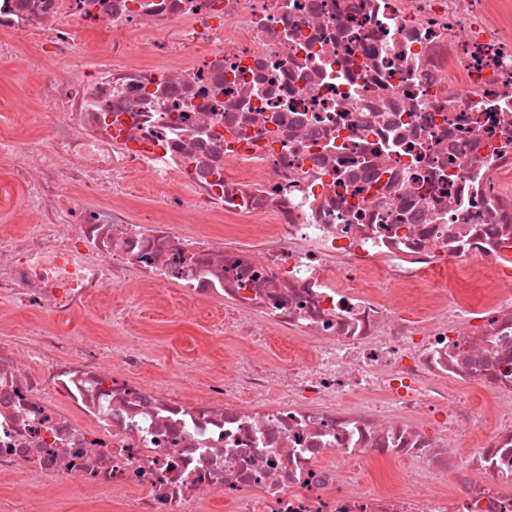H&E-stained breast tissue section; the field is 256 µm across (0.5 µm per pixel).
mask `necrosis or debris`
Listing matches in <instances>:
<instances>
[{
    "mask_svg": "<svg viewBox=\"0 0 512 512\" xmlns=\"http://www.w3.org/2000/svg\"><path fill=\"white\" fill-rule=\"evenodd\" d=\"M0 59L41 128L0 131V310L40 316L0 321L1 476L46 512H512V0H0ZM167 294L224 370L154 367Z\"/></svg>",
    "mask_w": 512,
    "mask_h": 512,
    "instance_id": "4bbe7bcc",
    "label": "necrosis or debris"
}]
</instances>
